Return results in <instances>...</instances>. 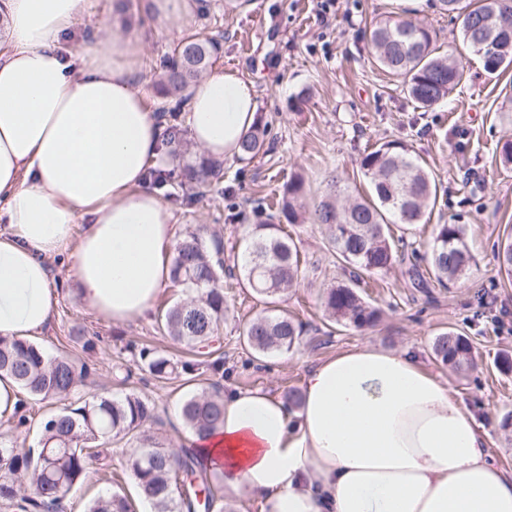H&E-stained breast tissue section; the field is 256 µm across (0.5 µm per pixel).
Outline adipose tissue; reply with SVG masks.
I'll list each match as a JSON object with an SVG mask.
<instances>
[{"mask_svg": "<svg viewBox=\"0 0 512 512\" xmlns=\"http://www.w3.org/2000/svg\"><path fill=\"white\" fill-rule=\"evenodd\" d=\"M85 0H0V335L52 324L51 260L68 254L71 293L129 324L171 287L177 243L149 170L166 126L139 87L147 34L181 32L191 0H139L146 29L112 30L78 54L60 36ZM257 121L255 85L212 69L190 89L185 125L205 156L231 157ZM83 224L75 233V224ZM299 410L269 391L228 389L224 424L182 446L224 505L261 512H512V476L488 458L466 407L414 353L359 345L313 366Z\"/></svg>", "mask_w": 512, "mask_h": 512, "instance_id": "obj_1", "label": "adipose tissue"}]
</instances>
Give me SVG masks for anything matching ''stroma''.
Here are the masks:
<instances>
[{
	"label": "stroma",
	"mask_w": 512,
	"mask_h": 512,
	"mask_svg": "<svg viewBox=\"0 0 512 512\" xmlns=\"http://www.w3.org/2000/svg\"><path fill=\"white\" fill-rule=\"evenodd\" d=\"M189 31L204 30L222 38L217 67L236 69L256 88L258 119L269 129L266 152L251 162L228 159L224 179L193 204H185L188 187L166 186L177 232L201 228L204 237L225 242L241 237L256 223L255 208L275 203L284 185L296 175L316 195L337 178L341 198L366 193L360 172L362 156L376 144L401 140L412 147L442 185L434 208L412 229L395 226L404 240L400 260L385 276L366 288L364 297L383 310L381 322L361 331L332 323L324 307L327 290L349 275L325 246V231L316 224L289 226L295 245L306 260L303 278L284 296L282 305L303 324L294 353L251 360L240 343L244 324L259 310L253 293L236 278L224 280L228 314L220 330L224 356L223 388H262L283 395L300 387L306 372L319 361L362 344L392 351L412 350L422 366L447 385L451 397L469 408L485 433L493 462L512 473V436L499 427L512 411V373L495 364L498 354H512V279L499 271L497 243L512 233V168H503L499 151L512 141V70L484 72L476 55L463 44L456 24L439 12L433 0H339L329 24L319 18V0H196ZM408 15L436 34L440 54L454 53L464 66L461 85L449 100L429 111L417 109L406 97L399 78L374 62L365 30L372 21ZM112 18V0H87L78 26L61 41L77 52L90 44ZM304 102H297V95ZM439 224H463L477 263L454 286L436 282L411 287L406 271L412 251H425ZM68 255L52 263V284L59 304L52 326L38 336L48 353L66 350L88 362L96 384L79 391L81 400L94 395L120 396L133 391L149 397L156 420L149 425L163 446H179L184 426L174 419L171 404L184 397L179 380L156 381L137 369L127 347L147 344L158 353L181 358V348L158 328L163 310L186 294L179 285L160 296L155 306L134 323L114 326L86 312L72 296ZM451 330L468 336L474 346L476 370L469 377L451 375L431 355V342ZM92 337L93 349H83L77 335ZM132 369L120 385L116 367ZM120 492L135 499L136 512H150L137 501L136 487L125 471L122 446L109 442L93 463L81 487L73 492L67 512H84L94 496Z\"/></svg>",
	"instance_id": "stroma-1"
}]
</instances>
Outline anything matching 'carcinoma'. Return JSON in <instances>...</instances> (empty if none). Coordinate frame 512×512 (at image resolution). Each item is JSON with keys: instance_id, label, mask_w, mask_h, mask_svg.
I'll use <instances>...</instances> for the list:
<instances>
[{"instance_id": "carcinoma-1", "label": "carcinoma", "mask_w": 512, "mask_h": 512, "mask_svg": "<svg viewBox=\"0 0 512 512\" xmlns=\"http://www.w3.org/2000/svg\"><path fill=\"white\" fill-rule=\"evenodd\" d=\"M436 6L457 23L464 44L480 58L489 74L512 68V0H437ZM369 41L379 66L402 78V87L416 107L427 111L449 97L460 83L464 67L451 54L437 51L435 33L411 20L386 19L370 30ZM222 49L221 39L195 33L181 39L164 63L162 84L182 92L211 67ZM267 125L254 126L242 139L240 161H252L264 150ZM368 180L369 195L341 202L325 196L313 209L300 203L306 192L300 176L288 180L277 202L278 215L251 225L242 241L224 253V241L209 243L197 231L177 241L171 263L173 281L195 293L173 303L161 328L183 345L194 358L174 360L143 347L142 369L156 380L172 374L194 380L201 365L224 376V358L209 356L228 311L224 299V273L239 271L243 287L260 297L265 308L242 330L240 341L252 354L266 357L288 353L300 344L302 324L279 306L281 295L298 283L304 273L293 240L274 223L282 217L290 224L308 221L327 231L328 249L337 262L350 269V278L330 288L325 308L334 322L355 329L374 327L381 311L359 292L366 280L383 276L398 258L393 226L421 223L426 209L436 203L439 185L419 161L411 146L385 141L360 160ZM158 187L170 181L188 183L196 196L224 179V161L201 157L181 167L151 171ZM500 270L512 276V236L497 245ZM436 282L445 287L468 275L476 264L466 241L465 225L438 224L429 252L423 256ZM434 359L458 375L473 369L475 356L466 336L452 331L434 337ZM0 375L12 377L27 397L39 401H69L48 415L38 439L29 448L0 442V502L14 512H64L68 494L80 483L97 448L108 439L139 440L125 452V465L138 494L153 512H206L220 497L217 486L197 458L178 448H167L145 434L155 419V405L135 393L99 396L92 402L72 400L82 387L94 383L91 367L71 356L47 354L27 339L0 335ZM185 428L204 438L224 422V395L202 388L190 393L181 405ZM84 512H133L125 496L107 493L90 500Z\"/></svg>"}]
</instances>
